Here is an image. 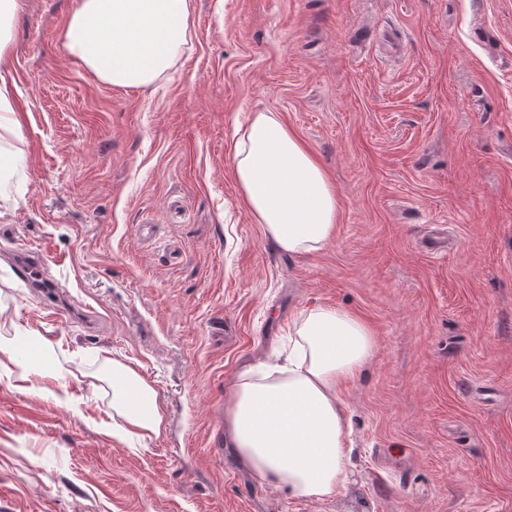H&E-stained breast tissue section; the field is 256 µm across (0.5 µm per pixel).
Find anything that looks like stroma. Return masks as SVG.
<instances>
[{
    "mask_svg": "<svg viewBox=\"0 0 512 512\" xmlns=\"http://www.w3.org/2000/svg\"><path fill=\"white\" fill-rule=\"evenodd\" d=\"M74 0H25L0 71L29 162L0 186V512H512V0H195L192 47L148 88L69 59ZM273 112L338 194L330 244L280 252L229 145ZM47 248L39 290L15 273ZM358 316L342 385L349 481L296 500L221 443L234 375L315 306ZM166 430L116 434L106 359Z\"/></svg>",
    "mask_w": 512,
    "mask_h": 512,
    "instance_id": "35a3bbf8",
    "label": "stroma"
}]
</instances>
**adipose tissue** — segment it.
I'll list each match as a JSON object with an SVG mask.
<instances>
[{"label":"adipose tissue","instance_id":"obj_1","mask_svg":"<svg viewBox=\"0 0 512 512\" xmlns=\"http://www.w3.org/2000/svg\"><path fill=\"white\" fill-rule=\"evenodd\" d=\"M193 0H76L62 36L66 55L101 80L155 84L184 54ZM239 200L277 248L313 255L333 239L337 192L275 113L255 112L230 146ZM370 329L355 314L315 306L294 324L284 364L240 370L224 410V441L260 479L292 498L325 499L346 485L340 388L372 357ZM112 409L128 434L160 436L154 388L133 364L112 359Z\"/></svg>","mask_w":512,"mask_h":512}]
</instances>
